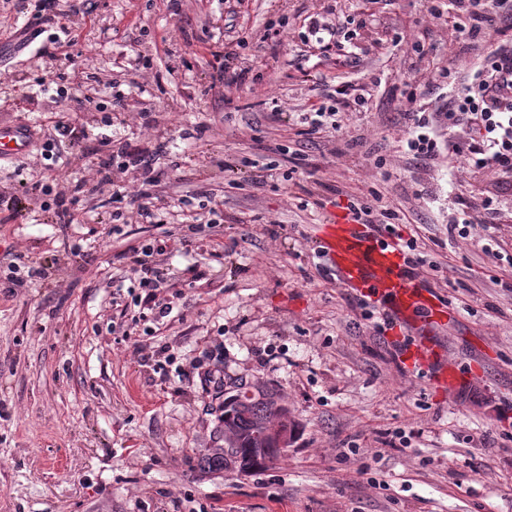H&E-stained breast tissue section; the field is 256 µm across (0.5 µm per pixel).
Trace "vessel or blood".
Listing matches in <instances>:
<instances>
[{"instance_id": "b4317fda", "label": "vessel or blood", "mask_w": 512, "mask_h": 512, "mask_svg": "<svg viewBox=\"0 0 512 512\" xmlns=\"http://www.w3.org/2000/svg\"><path fill=\"white\" fill-rule=\"evenodd\" d=\"M26 148L23 129L0 125V159ZM317 238L342 285L374 297L384 303L387 311L405 319L415 318L426 308L433 316H440L431 293L421 288L410 273L397 242L380 240L351 223L319 225Z\"/></svg>"}]
</instances>
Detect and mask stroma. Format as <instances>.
I'll use <instances>...</instances> for the list:
<instances>
[{"instance_id":"1","label":"stroma","mask_w":512,"mask_h":512,"mask_svg":"<svg viewBox=\"0 0 512 512\" xmlns=\"http://www.w3.org/2000/svg\"><path fill=\"white\" fill-rule=\"evenodd\" d=\"M324 0H250L236 29L244 55L263 77L228 91L209 86V47L224 39V0H182L178 17L165 0H84L89 21L73 17L72 53L103 87L95 117L112 110L109 84L127 92L125 125L115 137L153 138L139 113L162 111L179 170L161 178L166 202L204 187L222 196V223L209 239L184 247L174 224H139L132 209L101 195L80 224L52 223L37 211L0 221V280L15 255L49 265L50 286L0 287V512H512V223L492 232L449 236L458 198L479 188L459 162L440 159L434 199L417 197L423 179L402 149L393 123L395 97L434 81L408 73L405 58L423 35L441 55L468 68L451 28L433 18L425 0H360L376 28L347 42V55L290 66L303 20ZM283 28V43L257 47L266 21ZM37 32L38 13H16L0 0V80L21 71L14 103L0 123L34 131L29 149L0 161L13 182L39 175L51 114L77 111L76 92L41 94L43 61L20 46L18 28ZM141 53L134 66L115 63L112 31ZM186 58L174 75L171 56ZM383 85L365 114L341 112L336 136L308 150L328 197L386 195L406 216L403 236L415 237L429 288L448 307L435 345L456 377L436 388V367H409L403 349L416 342L405 324L388 329L330 269L314 225L336 214L303 210L288 192L287 168L261 185L251 168L228 173L210 163L257 154L259 146L297 147L295 126L270 120L294 112L312 89ZM37 95L30 103L29 95ZM203 124L200 147L180 140L182 128ZM361 139L340 153L339 140ZM242 181L239 189L228 177ZM165 244L162 263L182 296L168 325L132 323L137 285L121 255L129 245ZM82 245L94 261L80 267L69 251ZM499 249V257L484 247ZM223 269L188 287L189 267ZM135 338H128V329ZM202 357V368L190 359ZM220 369L225 385L246 379L273 388L296 429L284 456L249 473L201 470L199 455L222 447L221 392L205 372Z\"/></svg>"}]
</instances>
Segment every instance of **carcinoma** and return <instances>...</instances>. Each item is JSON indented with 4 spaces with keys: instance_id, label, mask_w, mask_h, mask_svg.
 <instances>
[{
    "instance_id": "1",
    "label": "carcinoma",
    "mask_w": 512,
    "mask_h": 512,
    "mask_svg": "<svg viewBox=\"0 0 512 512\" xmlns=\"http://www.w3.org/2000/svg\"><path fill=\"white\" fill-rule=\"evenodd\" d=\"M237 401L224 406V453L197 458L201 470L229 469L230 464L266 447V429L277 417L273 391L257 390L245 382L235 386Z\"/></svg>"
}]
</instances>
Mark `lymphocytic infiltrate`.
I'll list each match as a JSON object with an SVG mask.
<instances>
[{"label":"lymphocytic infiltrate","mask_w":512,"mask_h":512,"mask_svg":"<svg viewBox=\"0 0 512 512\" xmlns=\"http://www.w3.org/2000/svg\"><path fill=\"white\" fill-rule=\"evenodd\" d=\"M428 11L436 18L451 20L456 41L473 61L461 76L457 92L434 98L412 93L400 101L396 120L407 130V149L426 166L443 156L462 161L471 178L482 182L477 194L462 199V210L449 218V228L462 224L485 227L512 219V39L505 37L512 32V0H430ZM212 56L217 85L241 86L255 69L253 59L239 57L230 42ZM55 127L78 146L77 160L96 163V182L67 178L53 186L48 178L40 177L18 186L0 180L1 213L16 219L36 205L52 213L54 223L74 224L83 197L108 192L113 202H123L115 185L121 176L130 174L139 183L138 223L171 222V213L158 204L155 191L160 161L168 152L165 141L115 140L108 154L98 156L82 146L92 136L93 124L84 119H60ZM154 253L151 247L131 246L125 257L142 292L140 304L159 322L169 317L174 303L161 294L170 274L153 262Z\"/></svg>","instance_id":"1"}]
</instances>
